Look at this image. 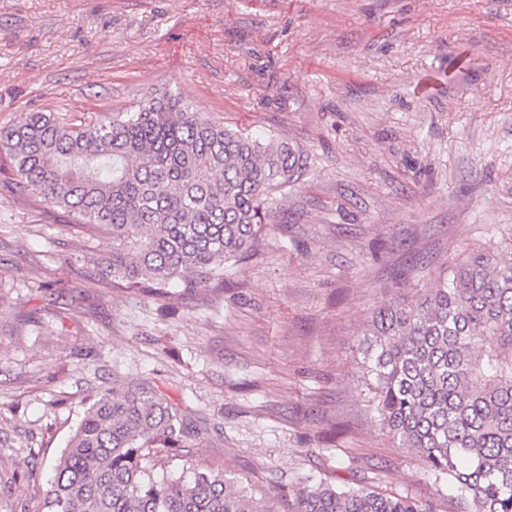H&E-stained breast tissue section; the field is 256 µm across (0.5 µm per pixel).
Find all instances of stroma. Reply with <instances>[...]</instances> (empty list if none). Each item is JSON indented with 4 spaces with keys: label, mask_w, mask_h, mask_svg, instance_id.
Listing matches in <instances>:
<instances>
[{
    "label": "stroma",
    "mask_w": 512,
    "mask_h": 512,
    "mask_svg": "<svg viewBox=\"0 0 512 512\" xmlns=\"http://www.w3.org/2000/svg\"><path fill=\"white\" fill-rule=\"evenodd\" d=\"M179 93L303 158L226 285L134 294L111 241L9 192L0 158V468L30 480L116 379L200 424L186 464L279 498L301 479L454 492L372 418L359 341L448 263L512 255V0H0V125Z\"/></svg>",
    "instance_id": "1"
}]
</instances>
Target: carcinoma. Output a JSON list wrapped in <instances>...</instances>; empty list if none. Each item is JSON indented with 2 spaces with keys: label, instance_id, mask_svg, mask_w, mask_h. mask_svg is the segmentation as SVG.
<instances>
[{
  "label": "carcinoma",
  "instance_id": "1",
  "mask_svg": "<svg viewBox=\"0 0 512 512\" xmlns=\"http://www.w3.org/2000/svg\"><path fill=\"white\" fill-rule=\"evenodd\" d=\"M13 188L112 238V279L157 293L224 279L271 223L270 193L299 155L287 140L212 120L177 94L77 120L24 112L0 126ZM380 430L457 491V512H512V257L491 247L448 265L413 299L380 307L361 346ZM196 422L154 387L98 392L49 465L36 512H276L221 467L158 474ZM26 477L0 478L17 512ZM288 512H435L409 495L325 482L288 490Z\"/></svg>",
  "mask_w": 512,
  "mask_h": 512
}]
</instances>
